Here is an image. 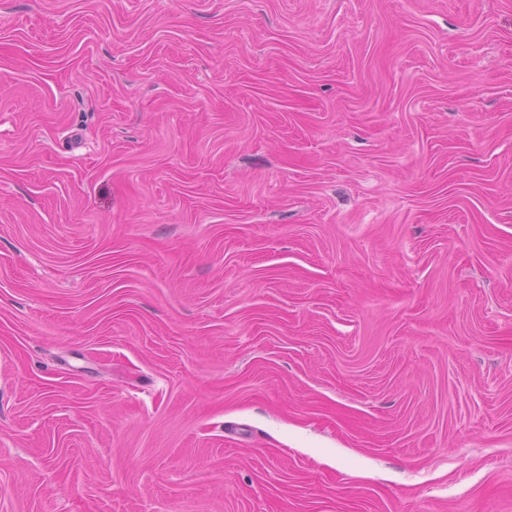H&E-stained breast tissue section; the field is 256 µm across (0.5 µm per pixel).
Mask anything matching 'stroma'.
I'll return each mask as SVG.
<instances>
[{
	"label": "stroma",
	"mask_w": 512,
	"mask_h": 512,
	"mask_svg": "<svg viewBox=\"0 0 512 512\" xmlns=\"http://www.w3.org/2000/svg\"><path fill=\"white\" fill-rule=\"evenodd\" d=\"M0 512H512V0H0Z\"/></svg>",
	"instance_id": "35a3bbf8"
}]
</instances>
